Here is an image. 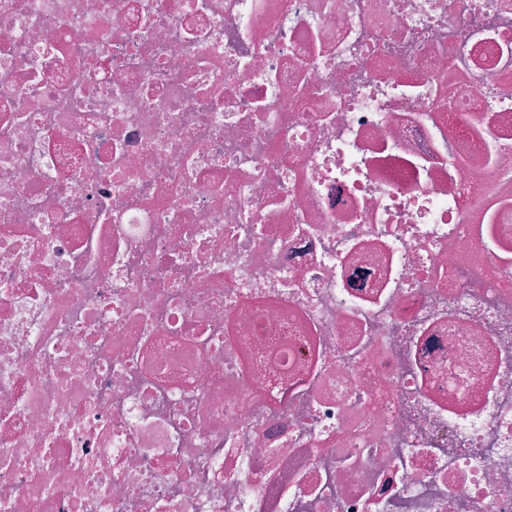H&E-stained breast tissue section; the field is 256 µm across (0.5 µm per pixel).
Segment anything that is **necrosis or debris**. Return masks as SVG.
<instances>
[{"mask_svg": "<svg viewBox=\"0 0 512 512\" xmlns=\"http://www.w3.org/2000/svg\"><path fill=\"white\" fill-rule=\"evenodd\" d=\"M0 512H512V0H0Z\"/></svg>", "mask_w": 512, "mask_h": 512, "instance_id": "4bbe7bcc", "label": "necrosis or debris"}]
</instances>
